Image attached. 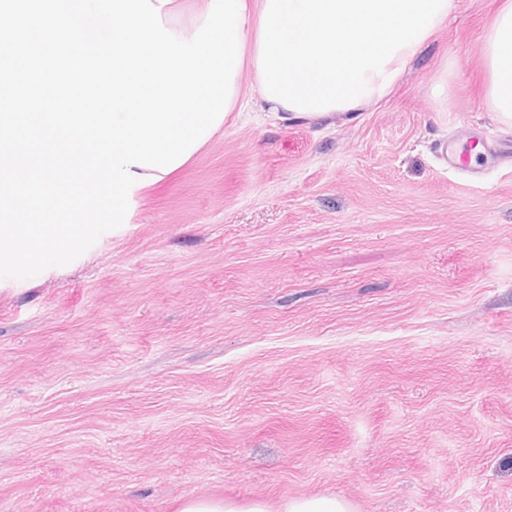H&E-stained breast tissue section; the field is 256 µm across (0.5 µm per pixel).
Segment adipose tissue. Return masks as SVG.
<instances>
[{
	"label": "adipose tissue",
	"mask_w": 512,
	"mask_h": 512,
	"mask_svg": "<svg viewBox=\"0 0 512 512\" xmlns=\"http://www.w3.org/2000/svg\"><path fill=\"white\" fill-rule=\"evenodd\" d=\"M450 0H251L239 23L241 64L276 118L329 120L381 99L447 19ZM487 102L512 118V0L481 45Z\"/></svg>",
	"instance_id": "adipose-tissue-1"
}]
</instances>
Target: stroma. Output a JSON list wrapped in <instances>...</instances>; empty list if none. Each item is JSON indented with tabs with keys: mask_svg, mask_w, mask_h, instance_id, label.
I'll return each mask as SVG.
<instances>
[{
	"mask_svg": "<svg viewBox=\"0 0 512 512\" xmlns=\"http://www.w3.org/2000/svg\"><path fill=\"white\" fill-rule=\"evenodd\" d=\"M448 17L333 123L242 109L131 190L65 266L0 278V512H173L182 497L512 512V158L481 41ZM475 154L493 155L494 149L490 144V138L481 130H473L467 137L466 147L460 148L457 142L452 139L448 140V145L443 148V157L448 163V169L458 171L472 170V152Z\"/></svg>",
	"mask_w": 512,
	"mask_h": 512,
	"instance_id": "35a3bbf8",
	"label": "stroma"
}]
</instances>
